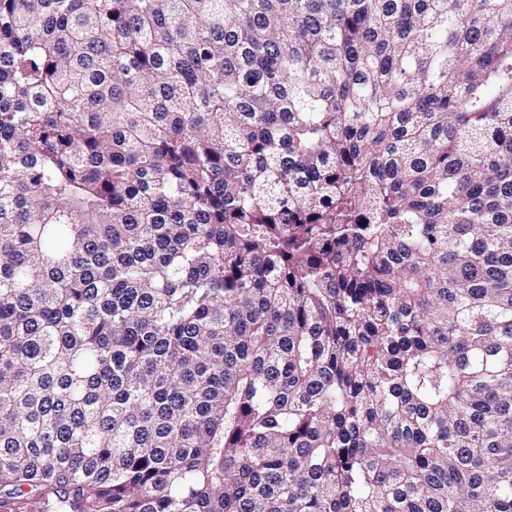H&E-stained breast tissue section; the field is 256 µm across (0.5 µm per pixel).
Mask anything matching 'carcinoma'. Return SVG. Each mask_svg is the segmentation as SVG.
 Instances as JSON below:
<instances>
[{
  "label": "carcinoma",
  "instance_id": "obj_1",
  "mask_svg": "<svg viewBox=\"0 0 512 512\" xmlns=\"http://www.w3.org/2000/svg\"><path fill=\"white\" fill-rule=\"evenodd\" d=\"M0 512H512V0H0Z\"/></svg>",
  "mask_w": 512,
  "mask_h": 512
}]
</instances>
